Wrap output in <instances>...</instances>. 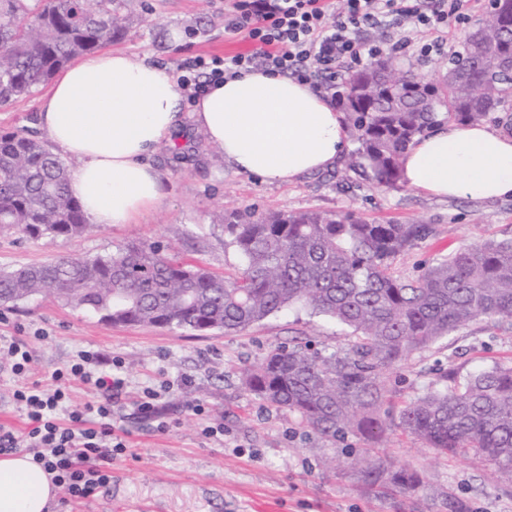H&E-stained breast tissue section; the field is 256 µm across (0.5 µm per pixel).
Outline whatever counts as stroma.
<instances>
[{
  "instance_id": "35a3bbf8",
  "label": "stroma",
  "mask_w": 512,
  "mask_h": 512,
  "mask_svg": "<svg viewBox=\"0 0 512 512\" xmlns=\"http://www.w3.org/2000/svg\"><path fill=\"white\" fill-rule=\"evenodd\" d=\"M124 34L112 49L181 76L183 65L252 50L243 35L224 30V0H129ZM46 87L0 104V132L43 137L36 114ZM194 99H183L186 137L162 145L152 163L164 174L163 203L129 224L52 242L27 240L0 230V268H17L74 255H104L130 243L159 242L181 259L221 275L237 273L239 252L218 218L233 210L281 212L352 209L370 221L428 225L429 232L392 265L410 276L422 266L465 247L512 238V197L492 201L438 199L397 185L377 188L353 176L340 189L333 171L290 183H268L228 168L216 145L193 126ZM30 337L31 379L66 365L87 349L123 363L129 396L166 388L162 413L167 431L126 407L125 452L112 459V480L96 497L69 512H448L449 500L465 512H512V486L487 479L482 460L448 457L392 430L381 456L424 477L418 494L378 493L350 464L355 437L327 440L300 419L268 407L245 387L241 370L259 363L274 346L309 343L331 353L346 346L350 331L325 316L291 308L227 335H189L154 326H113L98 317L35 298L0 306V335ZM512 361V325L481 318L413 354L391 374L386 412L396 418L406 401L424 394L439 373L466 376L474 365ZM202 404L204 414L192 411ZM224 433L205 437V426Z\"/></svg>"
}]
</instances>
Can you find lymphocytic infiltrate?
Returning <instances> with one entry per match:
<instances>
[{"label": "lymphocytic infiltrate", "instance_id": "1", "mask_svg": "<svg viewBox=\"0 0 512 512\" xmlns=\"http://www.w3.org/2000/svg\"><path fill=\"white\" fill-rule=\"evenodd\" d=\"M462 7V0H229L226 30L245 34L252 51L194 65L208 68L212 81L263 69L319 91L335 82L338 67L363 64L380 52L369 37L376 29L418 30L426 38L423 52H441L450 22L465 19ZM32 363L27 342L0 336V371L21 379L11 400L26 418L21 432L0 424V453L28 452L53 474L66 503L84 502L110 483L112 458L127 447L114 425L126 380L113 373L112 358L91 350L52 370L47 388L30 380ZM76 382L89 391L79 407L70 397Z\"/></svg>", "mask_w": 512, "mask_h": 512}]
</instances>
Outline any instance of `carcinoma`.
<instances>
[{
  "label": "carcinoma",
  "mask_w": 512,
  "mask_h": 512,
  "mask_svg": "<svg viewBox=\"0 0 512 512\" xmlns=\"http://www.w3.org/2000/svg\"><path fill=\"white\" fill-rule=\"evenodd\" d=\"M124 0H0V104L31 96L74 59L94 53L125 29ZM478 19L461 50L448 57L427 98L420 83L389 60L345 77L338 104L358 147L345 170L379 187L400 179L403 156L443 123L491 122L512 130V70L493 58L509 52L512 32L493 16ZM489 82L493 95L467 99L463 87ZM66 162L45 142L0 134V229L22 238L79 237L93 229L73 196ZM224 231L242 259L234 277L178 259L156 244L106 255L64 257L0 269V305L51 297L111 325L148 324L198 335L204 327L239 333L300 307L351 329L344 351L322 354L298 344L269 350L243 371L248 390L299 416L317 434L378 443L385 373L481 317L512 323V239L489 240L440 258L415 277L392 272L394 259L427 234L425 224H376L353 210L224 214ZM397 426L448 456H479L492 479L512 484V362L466 378L440 374L402 406ZM371 487L415 494L422 477L392 470L370 455L352 459Z\"/></svg>",
  "instance_id": "cac0c4a2"
}]
</instances>
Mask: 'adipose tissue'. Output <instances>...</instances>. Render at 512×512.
<instances>
[{
	"label": "adipose tissue",
	"mask_w": 512,
	"mask_h": 512,
	"mask_svg": "<svg viewBox=\"0 0 512 512\" xmlns=\"http://www.w3.org/2000/svg\"><path fill=\"white\" fill-rule=\"evenodd\" d=\"M225 165L289 183L334 168L348 146L343 115L309 84L252 70L211 84L193 107ZM37 121L74 159L71 188L96 224H128L164 198L150 162L182 123V94L165 69L120 52L82 57L44 95ZM401 182L438 198L512 195V134L443 124L405 153ZM57 486L31 455L0 456V512H45Z\"/></svg>",
	"instance_id": "obj_1"
}]
</instances>
